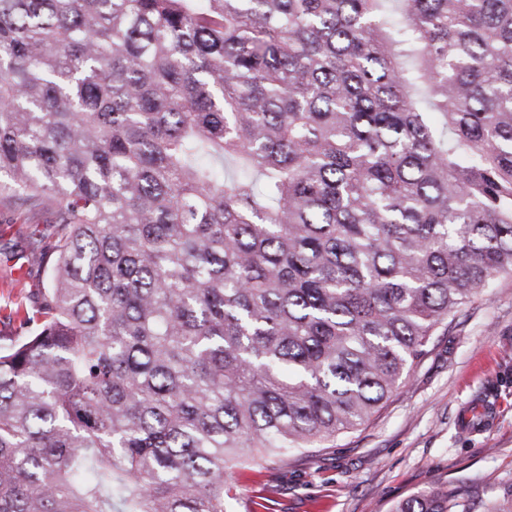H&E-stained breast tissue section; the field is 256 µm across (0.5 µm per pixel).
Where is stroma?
I'll use <instances>...</instances> for the list:
<instances>
[{
    "label": "stroma",
    "mask_w": 512,
    "mask_h": 512,
    "mask_svg": "<svg viewBox=\"0 0 512 512\" xmlns=\"http://www.w3.org/2000/svg\"><path fill=\"white\" fill-rule=\"evenodd\" d=\"M0 198V340L20 335L46 274L32 252L56 228ZM233 512H391L436 487L489 501L512 490V278L495 279L438 329L373 417L332 448L238 469Z\"/></svg>",
    "instance_id": "1"
}]
</instances>
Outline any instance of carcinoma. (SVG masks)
<instances>
[{
  "label": "carcinoma",
  "instance_id": "carcinoma-1",
  "mask_svg": "<svg viewBox=\"0 0 512 512\" xmlns=\"http://www.w3.org/2000/svg\"><path fill=\"white\" fill-rule=\"evenodd\" d=\"M0 194V512H230L512 276V0H0ZM54 218L38 206L17 207L0 198V340L21 334L13 312L33 310L37 292L45 281L44 270L30 254L50 247L55 239Z\"/></svg>",
  "mask_w": 512,
  "mask_h": 512
}]
</instances>
